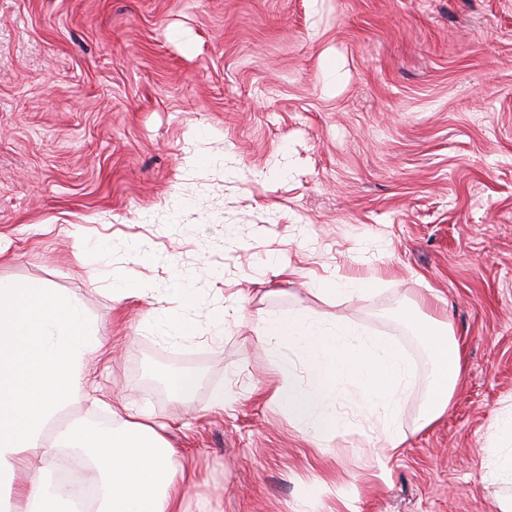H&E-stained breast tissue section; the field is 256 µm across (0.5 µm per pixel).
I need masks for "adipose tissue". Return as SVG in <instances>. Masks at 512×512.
I'll list each match as a JSON object with an SVG mask.
<instances>
[{
	"label": "adipose tissue",
	"instance_id": "obj_1",
	"mask_svg": "<svg viewBox=\"0 0 512 512\" xmlns=\"http://www.w3.org/2000/svg\"><path fill=\"white\" fill-rule=\"evenodd\" d=\"M432 369L420 427L447 410L463 371L461 350L449 328L426 331ZM99 343L78 303L39 282H0V485L34 454L84 448L100 460L96 512H175L172 450L150 426L127 423L106 438L59 427V415L82 396L83 361ZM59 487L35 484L9 512H69Z\"/></svg>",
	"mask_w": 512,
	"mask_h": 512
}]
</instances>
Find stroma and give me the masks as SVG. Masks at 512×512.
I'll use <instances>...</instances> for the list:
<instances>
[{
    "label": "stroma",
    "mask_w": 512,
    "mask_h": 512,
    "mask_svg": "<svg viewBox=\"0 0 512 512\" xmlns=\"http://www.w3.org/2000/svg\"><path fill=\"white\" fill-rule=\"evenodd\" d=\"M370 275L363 302L312 291ZM0 280L45 282L96 324L66 414L153 423L178 512H498L512 0H0ZM301 308L400 340V448L346 384L350 426L320 448L271 399L256 320ZM171 310L192 335L166 336ZM430 320L465 371L420 430ZM175 373L191 399L168 393ZM485 476L492 482L512 484V448H494L488 451Z\"/></svg>",
    "instance_id": "obj_1"
}]
</instances>
